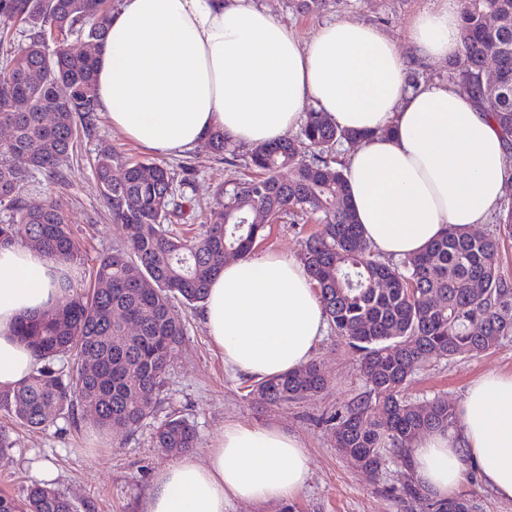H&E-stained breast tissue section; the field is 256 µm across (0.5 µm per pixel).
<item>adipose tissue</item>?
I'll use <instances>...</instances> for the list:
<instances>
[{"label":"adipose tissue","mask_w":512,"mask_h":512,"mask_svg":"<svg viewBox=\"0 0 512 512\" xmlns=\"http://www.w3.org/2000/svg\"><path fill=\"white\" fill-rule=\"evenodd\" d=\"M413 55L459 54L457 0L416 14ZM97 98L114 129L144 149L177 155L214 131L235 145L278 141L308 108L363 139L344 160L348 203L383 257L423 250L449 226L488 223L512 155L496 123L453 83L410 89L403 55L377 27L348 19L301 41L258 0H121L97 71ZM60 263L21 245L0 248V388L36 366L14 333L24 315L55 306ZM201 319L225 366L262 379L302 368L327 321L302 261L255 254L225 262ZM458 423L412 448L420 489L443 500L474 469L512 500V374L470 385ZM302 441L275 426L228 423L206 464L184 453L152 478L142 512H225L229 501H287L305 485Z\"/></svg>","instance_id":"ef3b65f1"}]
</instances>
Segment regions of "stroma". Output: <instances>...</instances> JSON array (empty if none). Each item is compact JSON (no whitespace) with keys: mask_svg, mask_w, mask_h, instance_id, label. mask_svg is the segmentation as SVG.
<instances>
[{"mask_svg":"<svg viewBox=\"0 0 512 512\" xmlns=\"http://www.w3.org/2000/svg\"><path fill=\"white\" fill-rule=\"evenodd\" d=\"M261 2L304 40L324 22L338 18L373 24L396 43L407 58L408 71L416 73L420 84L448 80L447 62L412 58L408 45L413 16L435 7L437 0H327L323 10L313 13L298 12L295 0ZM103 152L136 159L147 155L146 150L113 130L108 114L103 112L94 131L79 142L73 159L62 166L60 177L33 172L21 192L23 203L30 207L51 198L62 205L83 254L84 263L79 268L83 275L100 254L122 244L125 238L122 226L112 221L95 177L93 161ZM163 162L176 173L186 164L195 171L186 193L200 208L175 226L188 236L200 232L220 185L251 174L248 150L241 146L236 147L230 161L214 155L203 143L185 154L164 157ZM312 230V225L285 220L271 224L257 250L300 256ZM178 310L185 318V336L168 368L153 419L117 443L111 435L100 432L88 414L75 427L60 419L44 430L17 429L15 448L0 457V492L21 493L48 462L56 472L54 487L73 500L78 512H139L153 474L174 460L173 454L154 444L153 426L176 413L196 423L200 438L194 454L201 461L206 460L228 422L274 425L304 443L310 477L288 503L233 501L226 512H431L430 497L421 492L408 494V487L415 482L409 468L391 461L374 475L337 448L328 418L344 410L364 387L357 355L334 333H327L313 354L327 376L326 389L317 396L272 407L254 391L251 378L225 368L223 357L206 335L198 309L182 304ZM490 372L512 373V342L479 355L432 360L413 377L405 395L419 404L440 397L455 407L467 388Z\"/></svg>","mask_w":512,"mask_h":512,"instance_id":"1","label":"stroma"}]
</instances>
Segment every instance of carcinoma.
Instances as JSON below:
<instances>
[{
    "label": "carcinoma",
    "mask_w": 512,
    "mask_h": 512,
    "mask_svg": "<svg viewBox=\"0 0 512 512\" xmlns=\"http://www.w3.org/2000/svg\"><path fill=\"white\" fill-rule=\"evenodd\" d=\"M114 0H0V206L12 211L0 224V246L23 243L74 266L80 248L60 203L29 208L23 184L34 171L59 172L78 138L89 133L102 108L97 58L105 43ZM460 55L448 77L471 93L512 144V0H459ZM499 23L492 26L488 17ZM25 43L12 49L14 34ZM497 75L489 92L485 77ZM52 119L45 120L46 114ZM363 135L342 130L321 112L307 113L300 134L252 148L254 175L222 189L198 236L170 229L172 218L195 210L181 180L160 162L102 154L93 167L126 232L123 244L95 261L89 285L67 277L61 303L24 318L16 334L37 367L17 386L0 389V414L42 430L63 419L77 423L92 412L99 430L121 440L154 417L171 359L185 335L175 309L204 302L212 278L229 257L252 253L266 226L288 218L319 230L305 243L301 261L318 290L330 329L361 356L366 391L333 417L336 447L377 473L389 459L408 464L424 432L450 428L456 414L443 398L428 414L402 392L432 359L480 354L512 338V283L500 272V239L449 227L421 253L397 262L367 244L346 198L339 147ZM123 174L115 178L114 167ZM286 169L289 175L281 177ZM480 287H474V283ZM327 379L311 361L301 369L260 380L255 388L272 405L313 397ZM156 444L176 454L195 447L197 426L172 414L155 430ZM439 512H472L469 501L436 500ZM0 512H77L74 502L45 482L20 497L0 495Z\"/></svg>",
    "instance_id": "cac0c4a2"
}]
</instances>
